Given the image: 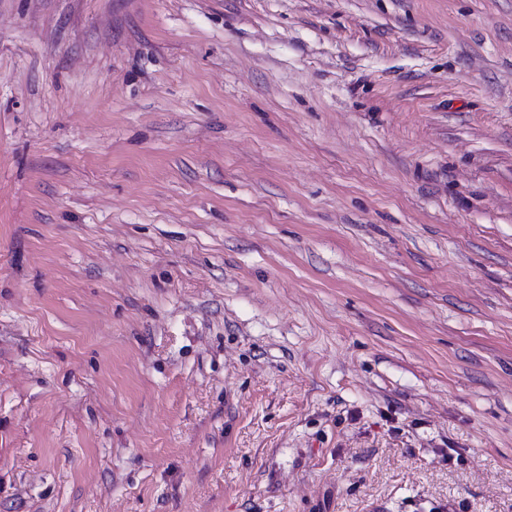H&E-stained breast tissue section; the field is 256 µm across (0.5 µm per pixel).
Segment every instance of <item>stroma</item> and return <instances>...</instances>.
I'll return each mask as SVG.
<instances>
[{
    "instance_id": "obj_1",
    "label": "stroma",
    "mask_w": 512,
    "mask_h": 512,
    "mask_svg": "<svg viewBox=\"0 0 512 512\" xmlns=\"http://www.w3.org/2000/svg\"><path fill=\"white\" fill-rule=\"evenodd\" d=\"M0 512H512V0H0Z\"/></svg>"
}]
</instances>
